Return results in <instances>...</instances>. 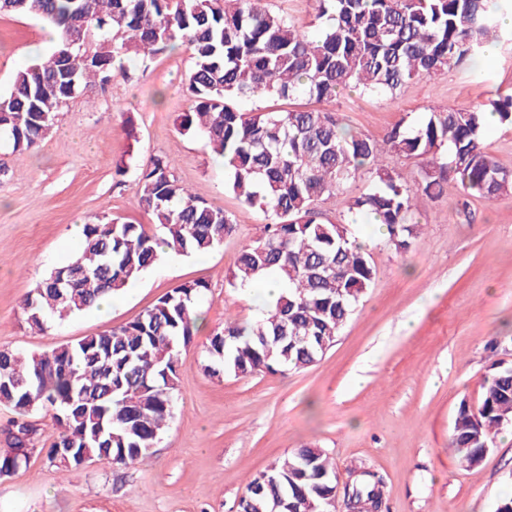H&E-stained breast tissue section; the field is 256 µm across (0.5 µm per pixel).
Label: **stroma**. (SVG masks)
<instances>
[{"label":"stroma","mask_w":512,"mask_h":512,"mask_svg":"<svg viewBox=\"0 0 512 512\" xmlns=\"http://www.w3.org/2000/svg\"><path fill=\"white\" fill-rule=\"evenodd\" d=\"M44 31L37 19L0 15V92L17 69L51 51ZM487 42L495 52L482 65L467 57L392 93L346 88L331 103L300 96L283 106L332 113L376 142L385 164L414 186L423 162L391 153L387 133L434 111L512 95V27L500 26ZM192 65L182 48L147 68L128 66L106 88L72 99L27 155L0 142V349L49 350L133 320L181 283L208 286L197 303L205 323L179 350L173 415L151 461L65 472L32 454L0 477V512H235L252 478L306 445L326 451L339 479L358 465L381 474L387 512H495L512 496V424L471 468L448 441L460 402L477 405L484 378L512 366V191L469 198L449 182L444 197L415 211L418 233L398 250L349 210L374 183L360 171L317 206L322 221L366 236L375 267L332 347L298 372L209 375L210 334L225 320L256 317L249 292L229 287L226 277L267 219L225 189L223 164L180 127L193 105L186 92ZM152 156L171 160L183 185L229 214L233 233L207 256L164 257L120 293L107 317L90 309L29 330L22 303L78 255L79 228L102 217L150 223L137 200Z\"/></svg>","instance_id":"stroma-1"}]
</instances>
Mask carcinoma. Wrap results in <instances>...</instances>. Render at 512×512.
Segmentation results:
<instances>
[{
    "mask_svg": "<svg viewBox=\"0 0 512 512\" xmlns=\"http://www.w3.org/2000/svg\"><path fill=\"white\" fill-rule=\"evenodd\" d=\"M324 20L312 38L266 9L261 0H0V14L25 15L58 30L45 57L17 71L0 93V137L21 156L45 138L66 103L90 84L107 85L124 60L145 64L186 46L193 66V101L181 127L224 158V187L269 218L245 244L227 278L246 288L267 277L286 282L276 302L246 325L230 319L207 346L214 375L249 376L308 368L333 343L370 287V254L345 224L325 223L316 205L357 173L375 172L371 189L349 210L385 229L387 242L409 247L421 198H439L454 177L464 192L490 200L512 190V178L486 151V112L512 125V96L488 110L433 112L417 128L395 125L386 141L398 155L426 161L423 180L403 184L368 137L353 134L329 112L234 107L241 99H288L306 94L333 102L345 87L392 93L409 80L442 72L480 55L499 26L486 0H316ZM83 34L90 47L70 46ZM138 204L153 223L103 218L83 225L81 253L54 270L22 304L30 329L84 312L121 292L163 254L206 255L234 231L231 217L199 200L176 178L172 163L154 156L141 173ZM203 282H186L134 320L45 353L0 349V404L15 417L4 427L0 476L36 451L31 413L48 409L58 426L47 460L63 471L107 459L150 460L177 390L178 348L193 339ZM512 420V367L485 377L477 407L460 403L449 446L466 467L481 462L494 434ZM338 479L321 448L303 447L249 481L237 512H353L382 509L383 482L360 467L348 473L342 501Z\"/></svg>",
    "mask_w": 512,
    "mask_h": 512,
    "instance_id": "1",
    "label": "carcinoma"
}]
</instances>
